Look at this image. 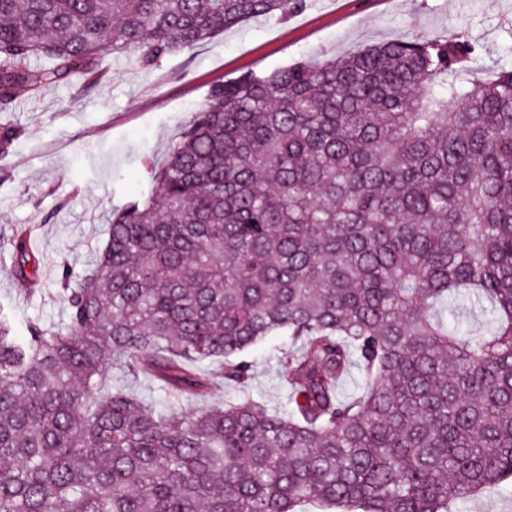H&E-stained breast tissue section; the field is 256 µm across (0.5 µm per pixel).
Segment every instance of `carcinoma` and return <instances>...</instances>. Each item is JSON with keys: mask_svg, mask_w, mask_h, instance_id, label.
I'll return each mask as SVG.
<instances>
[{"mask_svg": "<svg viewBox=\"0 0 512 512\" xmlns=\"http://www.w3.org/2000/svg\"><path fill=\"white\" fill-rule=\"evenodd\" d=\"M305 5L0 0V112ZM478 56L395 39L216 86L62 271L66 323L0 310V512H448L512 478V70ZM273 336L285 401L190 404Z\"/></svg>", "mask_w": 512, "mask_h": 512, "instance_id": "cac0c4a2", "label": "carcinoma"}]
</instances>
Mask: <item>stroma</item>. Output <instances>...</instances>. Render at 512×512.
<instances>
[{
  "instance_id": "obj_1",
  "label": "stroma",
  "mask_w": 512,
  "mask_h": 512,
  "mask_svg": "<svg viewBox=\"0 0 512 512\" xmlns=\"http://www.w3.org/2000/svg\"><path fill=\"white\" fill-rule=\"evenodd\" d=\"M460 34L473 41L481 67L512 69V0H307L285 19L259 17L143 70L106 58L102 75L43 89L19 90L0 127L16 130L0 153V310L18 326H53L67 317L63 268L81 271L102 246L107 219L148 186L172 140L192 121L215 85L267 74L318 55L347 56L407 36ZM30 233L43 274L33 293L13 278L12 240ZM284 336L253 351L239 397L276 403L274 373ZM451 512H512V479L459 499Z\"/></svg>"
}]
</instances>
